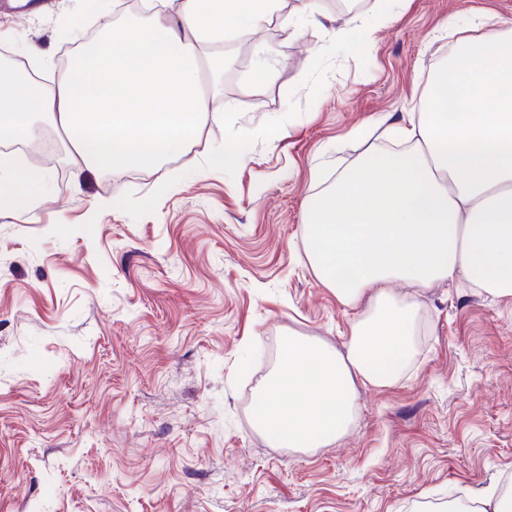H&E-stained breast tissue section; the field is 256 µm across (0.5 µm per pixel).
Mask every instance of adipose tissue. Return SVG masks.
Returning a JSON list of instances; mask_svg holds the SVG:
<instances>
[{
  "instance_id": "1",
  "label": "adipose tissue",
  "mask_w": 512,
  "mask_h": 512,
  "mask_svg": "<svg viewBox=\"0 0 512 512\" xmlns=\"http://www.w3.org/2000/svg\"><path fill=\"white\" fill-rule=\"evenodd\" d=\"M150 0L140 19L102 14L96 37L53 86L0 83V141L29 143L40 122L76 166L153 170L186 154L209 108L199 92L203 46L249 42L279 19L317 23L318 0ZM428 79L408 122L386 127L406 150H368L304 207V248L317 279L354 309L342 348L288 334L257 383L258 428L279 447L309 449L348 430L362 385L395 384L423 330L413 298L456 278L512 300V34L486 16ZM51 179L0 154V214L34 209Z\"/></svg>"
}]
</instances>
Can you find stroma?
<instances>
[{
    "instance_id": "1",
    "label": "stroma",
    "mask_w": 512,
    "mask_h": 512,
    "mask_svg": "<svg viewBox=\"0 0 512 512\" xmlns=\"http://www.w3.org/2000/svg\"><path fill=\"white\" fill-rule=\"evenodd\" d=\"M366 44L333 31L380 6ZM75 0H0L8 50L51 81L77 40ZM320 24L256 35L278 65L228 44L214 122L150 172L76 170L57 133L25 159L52 171L33 212L0 215V512H432L499 495L512 476V302L461 280L421 291L426 328L404 376L358 389L342 438L277 447L255 385L286 334L342 347L354 316L303 251L302 210L406 121L481 15L512 0H322ZM249 141L244 162L211 152ZM171 191L154 195L158 183ZM152 206H142L147 195ZM124 207L96 210L102 198Z\"/></svg>"
}]
</instances>
